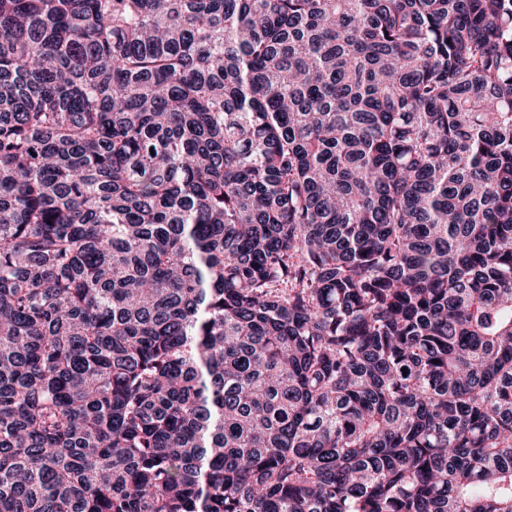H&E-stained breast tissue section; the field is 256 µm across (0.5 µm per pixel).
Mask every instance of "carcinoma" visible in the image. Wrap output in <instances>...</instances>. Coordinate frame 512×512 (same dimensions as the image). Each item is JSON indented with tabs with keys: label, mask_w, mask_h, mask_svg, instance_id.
<instances>
[{
	"label": "carcinoma",
	"mask_w": 512,
	"mask_h": 512,
	"mask_svg": "<svg viewBox=\"0 0 512 512\" xmlns=\"http://www.w3.org/2000/svg\"><path fill=\"white\" fill-rule=\"evenodd\" d=\"M0 512H512V0H0Z\"/></svg>",
	"instance_id": "obj_1"
}]
</instances>
